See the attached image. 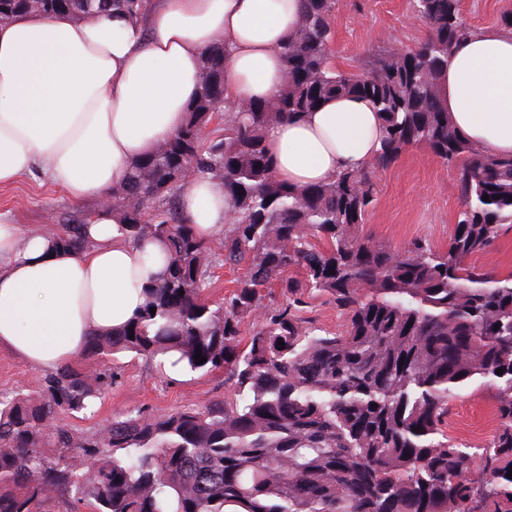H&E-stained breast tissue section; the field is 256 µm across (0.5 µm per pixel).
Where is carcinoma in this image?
Listing matches in <instances>:
<instances>
[{"mask_svg": "<svg viewBox=\"0 0 512 512\" xmlns=\"http://www.w3.org/2000/svg\"><path fill=\"white\" fill-rule=\"evenodd\" d=\"M96 2L67 0L64 15L91 16ZM336 4L303 0L282 47V91L224 113L214 132L224 45L205 53L182 127L112 191L128 240L166 244L164 275L128 324L92 338L38 392L0 395V512H512V275L467 264L512 230V156L463 140L440 100L439 72L468 31L459 0H414L426 39L362 73L331 65ZM112 7L140 15L149 0H103ZM336 95L379 113L373 162L313 186L276 180L268 128ZM412 144L458 168L461 210L444 251L422 239L395 248L365 230L378 171ZM195 177L231 204L212 239L178 209ZM85 225L61 216L46 235L81 246ZM223 267L243 274L217 304L207 292ZM315 292L344 311L342 331L302 316ZM159 354L221 373L233 391L73 432L66 418L112 388L119 357ZM475 382L493 390V434L461 442L447 433L450 403Z\"/></svg>", "mask_w": 512, "mask_h": 512, "instance_id": "obj_1", "label": "carcinoma"}]
</instances>
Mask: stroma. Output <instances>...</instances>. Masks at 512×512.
<instances>
[{
    "label": "stroma",
    "mask_w": 512,
    "mask_h": 512,
    "mask_svg": "<svg viewBox=\"0 0 512 512\" xmlns=\"http://www.w3.org/2000/svg\"><path fill=\"white\" fill-rule=\"evenodd\" d=\"M506 12H512V0L460 2L461 18L471 29L499 26ZM332 30L333 66L356 72L376 51L413 49L428 34L410 0H338ZM460 207L455 170L443 165L427 147L412 145L378 173L377 197L366 227L377 240L394 246L422 237L443 248ZM86 211V206L72 203L55 183L36 174L0 189V219L29 230H45L48 215ZM42 378L41 371L0 352V393L37 391ZM224 392L220 376L174 378L154 363L127 357L116 385L98 400L94 414L70 419L69 424L77 433L86 434L119 412L141 409L160 414L206 404ZM491 405L487 389L454 400L448 416L449 435L475 443L488 439L494 428Z\"/></svg>",
    "instance_id": "obj_1"
}]
</instances>
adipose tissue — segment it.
<instances>
[{"instance_id": "ef3b65f1", "label": "adipose tissue", "mask_w": 512, "mask_h": 512, "mask_svg": "<svg viewBox=\"0 0 512 512\" xmlns=\"http://www.w3.org/2000/svg\"><path fill=\"white\" fill-rule=\"evenodd\" d=\"M301 10L302 0H152L136 19L115 10L0 22V186L37 171L74 202L100 201L181 127L214 45L226 50V103L273 97ZM439 89L460 136L512 154V29L459 40ZM382 135L370 102L334 97L272 126L266 144L276 178L306 186L366 166ZM181 206L203 236L228 221L229 202L207 178L188 184ZM85 231L88 247L70 250L0 224V351L33 369L62 368L92 337L124 326L164 272V244L131 243L107 212Z\"/></svg>"}]
</instances>
